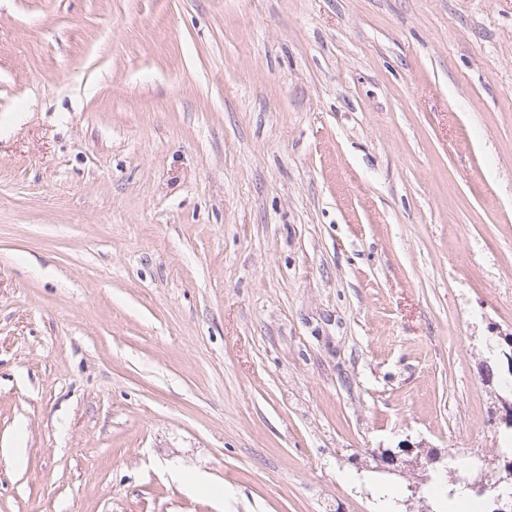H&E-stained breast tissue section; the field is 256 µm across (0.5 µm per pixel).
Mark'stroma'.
I'll return each mask as SVG.
<instances>
[{"instance_id": "35a3bbf8", "label": "stroma", "mask_w": 512, "mask_h": 512, "mask_svg": "<svg viewBox=\"0 0 512 512\" xmlns=\"http://www.w3.org/2000/svg\"><path fill=\"white\" fill-rule=\"evenodd\" d=\"M511 337L512 0H0V512H444Z\"/></svg>"}]
</instances>
